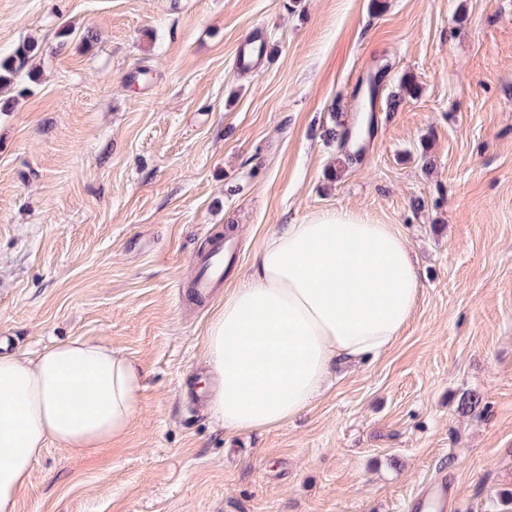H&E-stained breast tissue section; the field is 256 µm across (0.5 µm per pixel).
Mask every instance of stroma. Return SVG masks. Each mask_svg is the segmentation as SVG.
Listing matches in <instances>:
<instances>
[{
    "instance_id": "stroma-1",
    "label": "stroma",
    "mask_w": 512,
    "mask_h": 512,
    "mask_svg": "<svg viewBox=\"0 0 512 512\" xmlns=\"http://www.w3.org/2000/svg\"><path fill=\"white\" fill-rule=\"evenodd\" d=\"M0 0V55L38 43L0 112V352L95 337L137 360L127 435L48 444L13 512H447L512 489V0ZM261 33L257 67L236 64ZM374 133L342 171L324 136ZM419 86L397 109L403 77ZM433 165L424 167L422 154ZM353 208L422 270L382 358L287 424L229 433L188 382L208 324L274 228ZM236 257L203 302L194 261ZM480 403L464 413L462 393ZM448 502V482L441 481L430 485L417 500L414 509L429 508L432 512H444Z\"/></svg>"
}]
</instances>
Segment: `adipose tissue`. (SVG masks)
Listing matches in <instances>:
<instances>
[{
	"mask_svg": "<svg viewBox=\"0 0 512 512\" xmlns=\"http://www.w3.org/2000/svg\"><path fill=\"white\" fill-rule=\"evenodd\" d=\"M420 288L405 238L360 212L321 211L271 233L209 323L210 415L227 431L292 420L334 370L393 347ZM144 387L141 365L95 338L0 353V512H12L48 444L94 454L122 439Z\"/></svg>",
	"mask_w": 512,
	"mask_h": 512,
	"instance_id": "1",
	"label": "adipose tissue"
}]
</instances>
